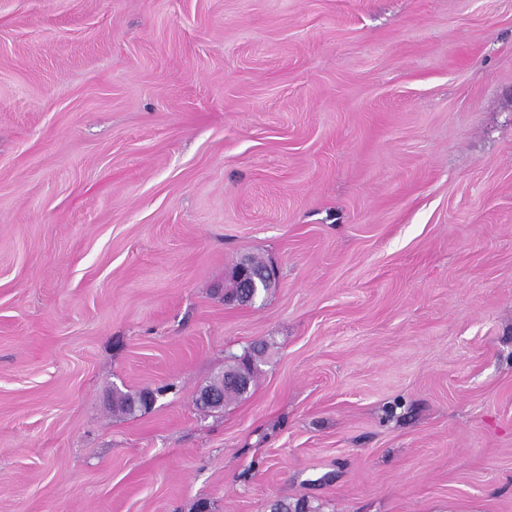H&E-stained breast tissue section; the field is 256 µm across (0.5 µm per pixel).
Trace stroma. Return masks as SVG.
I'll use <instances>...</instances> for the list:
<instances>
[{
    "mask_svg": "<svg viewBox=\"0 0 512 512\" xmlns=\"http://www.w3.org/2000/svg\"><path fill=\"white\" fill-rule=\"evenodd\" d=\"M280 503L512 512V0H0V512ZM230 276L241 283V288H254L258 279H265L271 287L276 284L277 271L273 266H268L262 274H259L252 268L248 259H243L233 267ZM264 347L260 348L253 347L250 353H245L243 356H231L230 359L234 360L233 364H229L226 366L224 371V379L218 378L210 384L222 386L224 383V400L223 393L205 386L201 388L195 396L196 403L198 405H209V406H218L222 405L223 401H227L233 397L240 396L245 393L247 390H239L235 387H232L228 384V379L234 375L238 369L244 368L251 374V379L254 377L255 372L257 371V361L255 356L257 354H262ZM246 370L241 372L238 379H235L234 382L239 387H248L249 379L246 373Z\"/></svg>",
    "mask_w": 512,
    "mask_h": 512,
    "instance_id": "1",
    "label": "stroma"
}]
</instances>
